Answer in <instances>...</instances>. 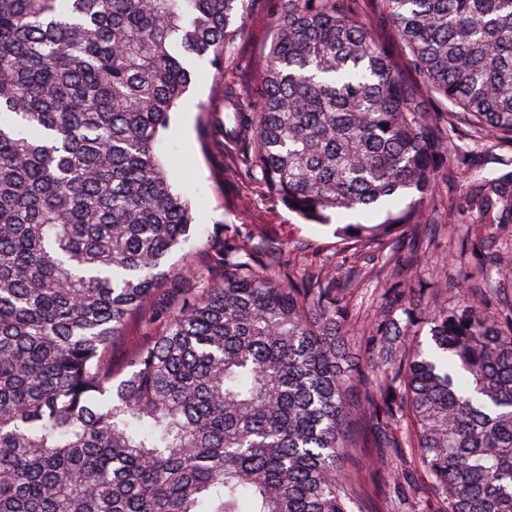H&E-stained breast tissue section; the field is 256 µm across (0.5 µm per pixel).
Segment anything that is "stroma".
<instances>
[{
	"mask_svg": "<svg viewBox=\"0 0 512 512\" xmlns=\"http://www.w3.org/2000/svg\"><path fill=\"white\" fill-rule=\"evenodd\" d=\"M247 11L233 40L224 49V73L215 77L209 64H196L187 92L170 115V126L160 131L156 151L175 190L191 202L194 220L187 241L168 260L170 270L164 294L177 299L183 293V267L201 256L218 251V233L229 229L236 240L249 241L255 254L266 246L280 249L296 271L323 266L335 269L339 279L351 280L350 302L358 324H366L380 301L390 271L391 247L362 252L341 241L332 224H310L273 200L266 185L253 172L245 147L224 138L228 122L224 89L235 85L244 94H254L266 65L284 0H246ZM450 152H464L466 162L443 180L423 218V252L419 270L429 274L443 271L464 276L474 274L475 259H461L459 245L471 234L452 204L463 196L470 176H496L505 161H512V145L496 140H473L450 135ZM408 467L419 476L415 454L404 450L354 448L345 456L343 468L359 482L364 512H385V501L395 490L393 471Z\"/></svg>",
	"mask_w": 512,
	"mask_h": 512,
	"instance_id": "35a3bbf8",
	"label": "stroma"
}]
</instances>
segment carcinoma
<instances>
[{
    "label": "carcinoma",
    "instance_id": "obj_1",
    "mask_svg": "<svg viewBox=\"0 0 512 512\" xmlns=\"http://www.w3.org/2000/svg\"><path fill=\"white\" fill-rule=\"evenodd\" d=\"M245 0H0V512H355L340 461L353 410L378 448L419 452L438 509L512 512V295L402 276L345 352L353 313L328 268L297 274L223 243L224 276L151 307L193 222L154 152L190 84L224 70ZM391 40L346 0H288L254 108L233 110L269 192L336 234L419 262L426 203L454 169L448 130L512 143V0H380ZM455 111L432 112L429 99ZM418 193L400 205L410 191ZM465 208L512 224V171ZM509 280L494 241L460 258ZM162 318L118 372L112 346ZM428 328V344L414 340Z\"/></svg>",
    "mask_w": 512,
    "mask_h": 512
}]
</instances>
